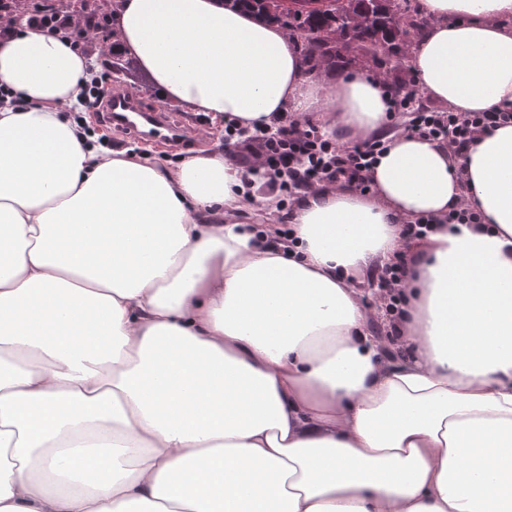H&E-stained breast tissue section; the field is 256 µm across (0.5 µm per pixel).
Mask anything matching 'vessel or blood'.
I'll use <instances>...</instances> for the list:
<instances>
[{
    "mask_svg": "<svg viewBox=\"0 0 512 512\" xmlns=\"http://www.w3.org/2000/svg\"><path fill=\"white\" fill-rule=\"evenodd\" d=\"M112 121L141 139L159 137L182 142L187 140L190 134L187 126L170 122L166 109L144 108L140 94L135 91L113 97Z\"/></svg>",
    "mask_w": 512,
    "mask_h": 512,
    "instance_id": "b4317fda",
    "label": "vessel or blood"
}]
</instances>
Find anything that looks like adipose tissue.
<instances>
[{
  "instance_id": "ef3b65f1",
  "label": "adipose tissue",
  "mask_w": 512,
  "mask_h": 512,
  "mask_svg": "<svg viewBox=\"0 0 512 512\" xmlns=\"http://www.w3.org/2000/svg\"><path fill=\"white\" fill-rule=\"evenodd\" d=\"M419 93L512 105V0H420ZM115 52L217 127L315 121L386 149L371 191L317 185L288 231L249 167L160 168L62 114L88 58L0 36V512H512V123L462 162L394 128L383 76L307 72L221 0H115ZM260 201L264 224L240 213ZM477 211L478 224L448 214ZM431 220L425 237L402 227ZM411 255L406 355L354 281Z\"/></svg>"
}]
</instances>
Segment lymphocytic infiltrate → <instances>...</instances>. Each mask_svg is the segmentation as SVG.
I'll return each mask as SVG.
<instances>
[{
    "mask_svg": "<svg viewBox=\"0 0 512 512\" xmlns=\"http://www.w3.org/2000/svg\"><path fill=\"white\" fill-rule=\"evenodd\" d=\"M25 18L28 28L61 36L76 47L83 46L91 35L109 28L105 21L92 18L80 21L61 7L46 4L45 0H35ZM413 99L410 93L398 90L390 93L392 111L411 115L408 133L433 139L449 138L451 149L458 155L468 151L476 133L512 122V108L463 115L420 109L414 106ZM242 138L263 157L272 172L271 186L285 198L321 182L347 181L361 190H368L366 172L387 145L386 140L373 138L343 146L322 138L314 128L296 122L273 132L258 128Z\"/></svg>",
    "mask_w": 512,
    "mask_h": 512,
    "instance_id": "1",
    "label": "lymphocytic infiltrate"
}]
</instances>
